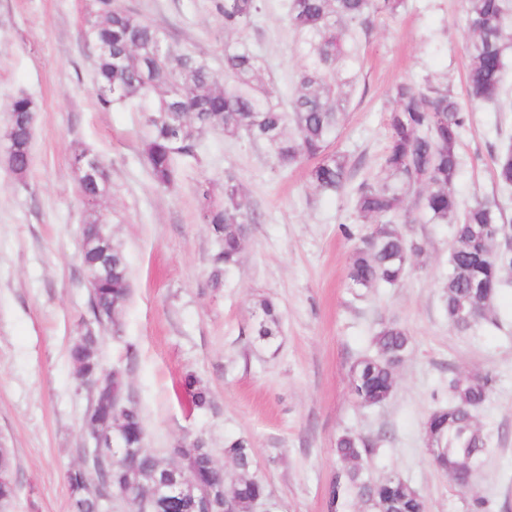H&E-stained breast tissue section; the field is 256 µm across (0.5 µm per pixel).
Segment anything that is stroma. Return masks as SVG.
I'll use <instances>...</instances> for the list:
<instances>
[{"label": "stroma", "mask_w": 512, "mask_h": 512, "mask_svg": "<svg viewBox=\"0 0 512 512\" xmlns=\"http://www.w3.org/2000/svg\"><path fill=\"white\" fill-rule=\"evenodd\" d=\"M124 2L222 72L224 28L211 0ZM90 3L0 0V136L12 98L24 93L37 105L29 174L17 180L0 160V448L14 452L18 487L10 512H71L64 474L87 446L89 391L69 358L88 307L87 212L71 163L84 149L109 167L100 211L130 271L121 332L100 328V357L105 370H121L139 404L146 448L166 458L186 436L200 435L229 474L225 441L247 439L271 490V512H330L329 487L341 467L336 440L352 432L376 448L359 462L364 474L403 478L427 498L429 512H472L478 500L483 512H512V284L496 296L492 322L457 331L443 308L452 227L415 223L402 230L423 251L399 285L350 287L349 257L366 227L348 198L317 192L308 163L280 169L243 136L204 133L199 159L179 162L174 182L156 186L143 154L142 114L97 105L92 56L81 39ZM466 8L467 0H404L357 37L339 74L345 116L329 149L356 167L357 180L372 178L393 87L427 77L446 82L470 114L454 191L489 202L512 223V190L499 186L493 166L512 142V112L466 96ZM284 11L285 0H264L249 33L276 90L305 64ZM228 171L260 220L239 265L216 282L218 245L199 220L196 188L210 183L223 198ZM265 299L282 314L268 348L251 336ZM386 321L407 328L414 345L389 402L365 408L350 393L349 369ZM472 373L493 379L476 413L491 441L471 483L460 487L435 468L424 424L447 404L449 378ZM189 375L209 391L208 407L190 410L175 395Z\"/></svg>", "instance_id": "obj_1"}]
</instances>
